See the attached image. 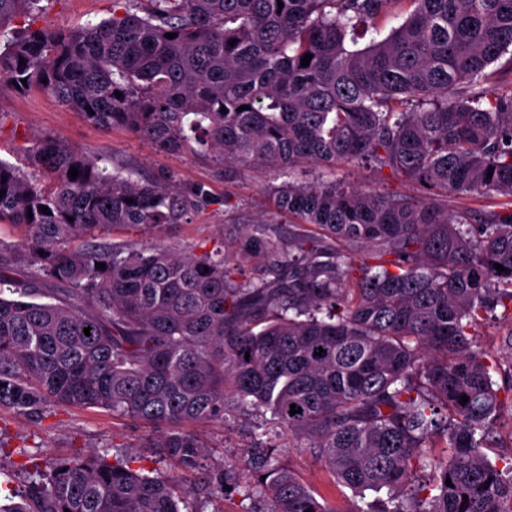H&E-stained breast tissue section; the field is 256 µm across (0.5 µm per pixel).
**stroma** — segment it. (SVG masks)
<instances>
[{
    "label": "stroma",
    "mask_w": 512,
    "mask_h": 512,
    "mask_svg": "<svg viewBox=\"0 0 512 512\" xmlns=\"http://www.w3.org/2000/svg\"><path fill=\"white\" fill-rule=\"evenodd\" d=\"M39 25L68 29L112 15V0H41ZM9 119L0 128V159L19 167L27 162L19 148L24 139L52 134L79 147L132 169L134 178L146 179L161 172L174 174L183 186H201L208 193L204 206L186 223L173 224L158 232L131 228L102 233L104 242L127 241L137 244L159 243L166 247L202 254L223 250L234 259L237 241L245 224L257 219L268 221L280 236L289 226L274 212L267 188L280 184L279 171L253 167L224 176L220 164L193 153L169 154L140 140L127 129L104 130L90 124L79 112L61 107L41 95H21L10 88L0 89V113ZM259 418L242 417L233 421L191 424L190 429L208 447L212 460H235L258 435ZM153 429L129 417H117L98 409L48 408L43 415L18 417L0 408V494L11 495L26 480L21 469L26 461L48 467L67 457L87 456L103 450L121 453L141 473L170 472L167 461L147 445ZM279 461L321 496L330 512H350L353 495L336 484L332 473L309 448L281 446Z\"/></svg>",
    "instance_id": "obj_1"
}]
</instances>
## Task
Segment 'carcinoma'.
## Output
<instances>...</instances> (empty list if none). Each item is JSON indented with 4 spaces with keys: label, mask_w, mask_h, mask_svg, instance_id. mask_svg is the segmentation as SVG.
<instances>
[{
    "label": "carcinoma",
    "mask_w": 512,
    "mask_h": 512,
    "mask_svg": "<svg viewBox=\"0 0 512 512\" xmlns=\"http://www.w3.org/2000/svg\"><path fill=\"white\" fill-rule=\"evenodd\" d=\"M40 2L0 0V31L28 19L0 47V88L162 152L331 178L271 187L294 223L286 244L264 224L245 231L253 275L221 250L91 241L181 224L204 191L171 173L133 181L53 135L24 142L38 172L0 160V225L25 231L21 249L0 247V406L146 421L173 468L210 471L247 512L331 510L277 445L246 450V477L211 469L187 423L269 419L354 496L386 492L351 512H512V463L483 452L503 367L472 333L499 307L512 324V88L484 89L512 47V0H412L362 49L349 43L395 0H113L112 17L68 30L35 26ZM350 164L425 196L336 178ZM474 192L511 202L448 208V194ZM183 493L104 452L35 468L0 512H181Z\"/></svg>",
    "instance_id": "cac0c4a2"
}]
</instances>
